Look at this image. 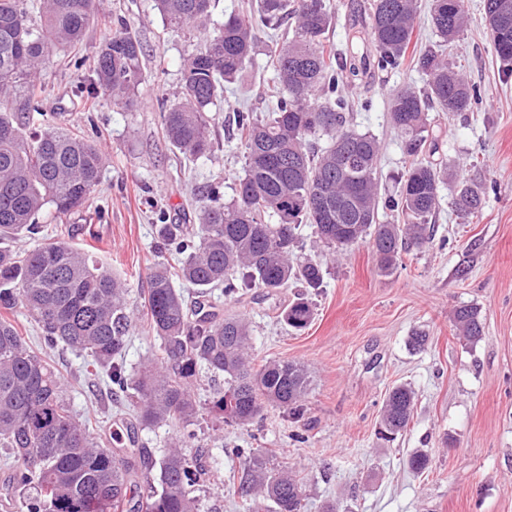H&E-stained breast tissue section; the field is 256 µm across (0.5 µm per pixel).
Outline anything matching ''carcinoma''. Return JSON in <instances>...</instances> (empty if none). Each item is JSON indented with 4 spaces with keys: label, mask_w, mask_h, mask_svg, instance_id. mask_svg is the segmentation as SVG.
I'll list each match as a JSON object with an SVG mask.
<instances>
[{
    "label": "carcinoma",
    "mask_w": 512,
    "mask_h": 512,
    "mask_svg": "<svg viewBox=\"0 0 512 512\" xmlns=\"http://www.w3.org/2000/svg\"><path fill=\"white\" fill-rule=\"evenodd\" d=\"M211 0H154L166 26L196 31L204 46L183 60L178 102L160 112L170 147L194 160L213 152V107L224 100L225 85L254 64L260 34L277 32L268 51L274 68L275 106L266 118L236 112L243 147L244 175L235 195L224 201L220 188L205 185L196 195L198 224H158V248L178 256V265H155L144 296L152 332L162 356L138 371L125 363L132 318L126 284L93 255L66 242H39L19 253L9 242L35 238L39 219L51 207L68 214L91 206L102 156L87 137L74 132L61 114L45 120L42 67L53 51L81 42L98 14L96 0H42L40 21L30 17L28 0H0V312L17 307L39 326L41 340L85 354L94 374L103 373L110 390L136 401L140 426L175 423L181 433L160 459L143 446L103 448L72 415L58 372L0 316V445L16 463L5 491L32 488L27 512H200L196 486L208 468L202 451L192 450L190 429L198 406L191 385L200 369L224 384L213 389L212 411L247 425L271 405L300 416L305 410L307 372L293 361L256 369L249 358L250 323L241 316L215 319L202 299L215 288L233 296L250 288L282 290L292 283L316 291L322 263L294 259L300 226L316 229L315 244L347 250L365 240L379 269L392 271L401 251L432 238L430 217L441 188H453V205L464 216L486 201L483 183L460 179L448 166L425 157L429 105L465 112L478 100L475 87L438 51L414 57L426 88L404 87L389 101V119L401 137L409 164L388 205L402 224L379 222L377 163L380 143L351 127L346 87L354 65L336 64L326 45L333 16L327 0H255L249 16L230 13L211 23ZM495 52L512 71V0H485ZM419 14L418 0H371L369 34L376 67L398 68L406 59ZM429 21L442 42L466 26L464 0H433ZM142 44L126 22L113 24L89 66L90 79L76 93L107 95L126 109L136 105L141 83ZM328 144L315 148V141ZM199 300L185 303L183 289ZM294 329L313 320L302 296L283 310ZM453 322L466 339L484 332L479 308L455 309ZM415 393L393 388L380 412L381 432L395 435L412 417ZM245 494L268 502L274 512H302V484L275 471L265 457L246 453ZM147 493L134 499L138 474Z\"/></svg>",
    "instance_id": "cac0c4a2"
}]
</instances>
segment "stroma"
<instances>
[{
  "label": "stroma",
  "mask_w": 512,
  "mask_h": 512,
  "mask_svg": "<svg viewBox=\"0 0 512 512\" xmlns=\"http://www.w3.org/2000/svg\"><path fill=\"white\" fill-rule=\"evenodd\" d=\"M370 0H330L334 21L327 34L337 49L373 58L365 31ZM470 25L450 49V59L480 92L468 112L430 111L431 159L487 187L484 209L460 218L443 193L432 218L433 240L401 253L395 268L381 272L368 243L335 254L314 247L311 227L302 231V256L320 260L324 282L314 296L315 317L304 329L288 327L282 311L296 294L287 288L247 290L238 298L214 291L217 316L238 314L251 324L252 363L290 360L309 375L306 412L288 416L266 407L241 426L209 410L213 383L199 374L192 385L199 405L196 446L208 449L212 473L200 486L202 512H246L228 480L243 483L247 462L238 448L263 449L272 467L303 484L305 512H512V72L496 58L484 0H466ZM125 19L143 47L138 105L127 111L111 98L76 97L73 88L88 73L66 67L72 54L93 57ZM198 39L168 29L153 0H101L100 14L75 48L54 52L42 75L45 112L67 113L76 132L93 139L103 164L95 201L100 219L46 211L49 238L93 253L125 279L134 313L126 351L128 366L154 358L158 342L142 308L149 276L161 258L157 214L167 223L194 224L192 191L209 182L232 196L243 174L236 110L265 116L274 100L266 55H258L245 79L228 85L216 108L211 158L191 162L175 156L161 131L160 101L174 102L182 85V62ZM425 76L410 64L394 70L367 69L349 89L352 126L381 143L378 176L382 195L391 194L407 159L387 116L390 95ZM462 305L480 308L481 340L454 330L452 314ZM425 333L424 349L410 345ZM62 378L63 395L86 421L102 447L114 444L112 427L134 421V403L114 401L105 377L90 375L84 355L65 348L47 351ZM410 385L416 406L408 428L393 441L378 435L379 411L388 389ZM427 451L431 467L419 475L407 464Z\"/></svg>",
  "instance_id": "stroma-1"
}]
</instances>
